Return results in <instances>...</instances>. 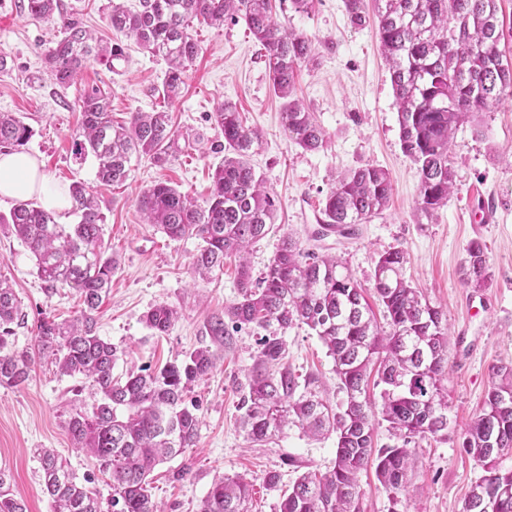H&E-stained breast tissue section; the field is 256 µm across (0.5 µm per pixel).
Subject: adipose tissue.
Returning <instances> with one entry per match:
<instances>
[{"label":"adipose tissue","instance_id":"adipose-tissue-1","mask_svg":"<svg viewBox=\"0 0 512 512\" xmlns=\"http://www.w3.org/2000/svg\"><path fill=\"white\" fill-rule=\"evenodd\" d=\"M38 196L42 203L61 211L66 206L63 192L42 173L34 157L14 152L0 155V198Z\"/></svg>","mask_w":512,"mask_h":512}]
</instances>
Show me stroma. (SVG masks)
I'll use <instances>...</instances> for the list:
<instances>
[{
    "instance_id": "1",
    "label": "stroma",
    "mask_w": 512,
    "mask_h": 512,
    "mask_svg": "<svg viewBox=\"0 0 512 512\" xmlns=\"http://www.w3.org/2000/svg\"><path fill=\"white\" fill-rule=\"evenodd\" d=\"M21 0H0V112L20 117L32 130L24 147L41 171L59 187L75 182L90 187L106 217L104 243L119 266L97 316L100 336L123 350L115 374L128 369H155L208 345L204 324L238 296L236 259L207 281L195 280L194 238L171 240L143 221L137 197L157 181H166L204 202L211 173L221 156L214 150L224 137L210 116L226 101L236 103L246 126L261 142L251 156L258 174L278 201L269 233L249 251L253 278H260L283 236L298 240L302 250L333 255L361 283L375 313H382L373 290L379 257L394 248L405 251V278L421 289L447 320L448 436L425 438L414 446L416 463L408 474L400 503H392L373 471L359 478L364 512H461L465 498L482 474L468 456L461 437L480 411L493 367L512 361V98L483 114L481 123L459 127L451 159L455 188L433 217L418 209L420 178L400 145V129L390 72L381 52L377 20L353 28L344 0H316L310 13L290 6L276 11L284 28L305 34L317 53L315 64L302 66L296 92L328 136V147L306 152L288 138L282 105L274 94L260 45L245 23L216 28L194 24L200 54L185 76V87L170 108L183 147L166 167L144 156L132 157L128 179L105 185L96 179L93 159L76 161L72 140L81 124L79 100L85 90L109 91L112 118L127 121L134 112H149L162 103L157 90L166 64L140 49L135 39L112 30L110 0H63L83 26L106 44H121L128 57L118 70L90 64L78 81L64 89L46 79L44 57L56 40L54 22L24 11ZM372 165L389 172L393 193L387 207L351 237L317 240L313 232L321 202L336 177ZM485 244L491 275L486 288L466 280V247ZM0 281L14 288L22 317L12 326L17 349L28 347L38 321L46 316L71 319L79 309L72 290L46 293L35 260L0 227ZM167 304L178 312L169 332L157 336L141 318L152 306ZM265 331L229 328L216 368L195 383L190 396L200 403L202 424L194 447L158 465L151 474L152 498L164 512H198L202 498L219 475H239L253 485L248 512H275L281 495L302 468L326 469L335 458L336 439H308L298 427L260 445H250L239 427L240 403L247 392L246 370ZM287 361L296 375L318 380L322 397L339 401L333 360L307 326L284 331ZM88 380L59 375L48 363L33 367L27 382L0 388V469L10 474L12 493L25 500L28 512H52L43 491L38 449L50 448L66 458L78 478L90 479L102 505L112 499L108 474L94 459L73 448L65 423L75 410L91 409ZM275 471L278 487L263 477Z\"/></svg>"
}]
</instances>
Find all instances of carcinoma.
<instances>
[{"mask_svg": "<svg viewBox=\"0 0 512 512\" xmlns=\"http://www.w3.org/2000/svg\"><path fill=\"white\" fill-rule=\"evenodd\" d=\"M352 27L365 24L364 0H345ZM28 13L56 21L59 36L45 54L54 83L71 85L91 61L114 68L124 60L120 46H107L60 0H27ZM272 0H139L131 10L112 0V29L133 37L167 69L159 95L163 105L152 112H133L123 124L112 121L108 93L93 88L80 99L81 131L74 155L91 156L97 180L121 184L129 175L132 155L147 156L164 168L181 151L169 106L184 85L187 67L200 53L191 33L193 21L212 26L244 19L264 50V62L275 94L283 100L282 122L288 137L305 151L327 147L324 129L294 97L295 76L314 61L311 40L284 29L272 15ZM378 36L390 65L398 107L403 153L420 176L418 210L432 216L448 204L455 182L451 146L456 130L471 117L493 111L512 97V57L507 55L504 20L498 0H375ZM224 134L223 159L212 172L208 199L200 205L176 187L159 181L137 199L145 223L171 240L196 238L193 272L207 278L224 269V258H239L238 298L205 324L215 344H224L226 322L286 329L304 324L320 338L333 359L339 388L346 399L333 406L316 390L313 378L299 379L287 364L283 337H262L247 369V393L239 426L250 443H263L290 426L317 438L336 435L332 468L302 473L282 496L277 512H362L359 476L373 466L392 503L399 501L414 465L410 444L448 430V324L444 313L403 276L406 254L393 248L380 256L373 288L384 307L380 324L363 296L361 284L334 256L305 253L290 236L262 277L255 281L243 253L268 232L277 211L275 196L249 162L260 134L243 124L236 104L226 101L213 113ZM31 129L9 112L0 113V150L18 151ZM75 224H59L56 211L20 199L0 224L21 240L36 259L46 291H74L81 310L58 322L44 317L33 343L22 350L10 341L20 301L0 283V387L16 388L42 360L64 376L82 375L98 396L92 411H76L66 423L78 448H85L112 477V512H164L152 500L149 476L154 467L195 445L200 406L186 401L191 386L216 365V354L199 347L182 360L155 371L142 369L113 376L123 352L98 333L96 313L112 281L118 259L103 240L105 217L94 195L82 183L66 190ZM392 195L389 174L360 167L339 178L323 200L321 234L366 224L381 214ZM467 282L488 286L485 246L466 247ZM177 311L166 304L149 308L144 325L156 335L167 333ZM381 387L380 404L366 398L369 381ZM388 423L401 444L376 449L374 424ZM462 448L483 474L472 486L462 512H512V469L497 460L512 453V365L494 368L484 405L463 434ZM44 491L54 512H101L88 486L78 481L67 460L53 450L38 452ZM0 471V512H28L25 501L6 488ZM252 484L240 477L216 480L198 512H247Z\"/></svg>", "mask_w": 512, "mask_h": 512, "instance_id": "carcinoma-1", "label": "carcinoma"}]
</instances>
